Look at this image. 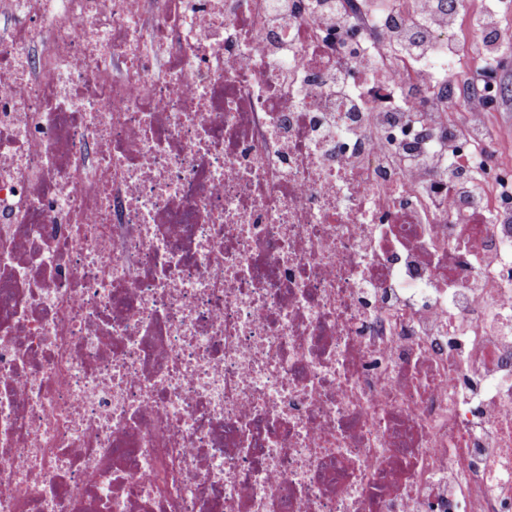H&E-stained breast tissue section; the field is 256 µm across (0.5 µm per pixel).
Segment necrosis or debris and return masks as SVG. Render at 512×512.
Returning a JSON list of instances; mask_svg holds the SVG:
<instances>
[{
    "label": "necrosis or debris",
    "mask_w": 512,
    "mask_h": 512,
    "mask_svg": "<svg viewBox=\"0 0 512 512\" xmlns=\"http://www.w3.org/2000/svg\"><path fill=\"white\" fill-rule=\"evenodd\" d=\"M313 1L0 0V512H512L500 19Z\"/></svg>",
    "instance_id": "obj_1"
}]
</instances>
